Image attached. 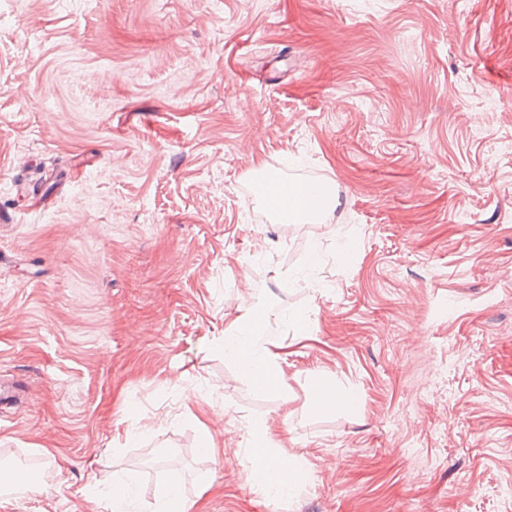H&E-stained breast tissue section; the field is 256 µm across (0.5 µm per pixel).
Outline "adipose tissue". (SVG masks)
Segmentation results:
<instances>
[{
  "label": "adipose tissue",
  "mask_w": 512,
  "mask_h": 512,
  "mask_svg": "<svg viewBox=\"0 0 512 512\" xmlns=\"http://www.w3.org/2000/svg\"><path fill=\"white\" fill-rule=\"evenodd\" d=\"M267 318L266 309L258 305L245 307L236 320L235 333L225 337L224 348L234 359L239 372L253 386L278 392L283 387L281 371L259 345ZM249 447L255 453L251 464L258 483L278 494L294 490L305 473L302 458L277 456L270 445L267 429L260 422L251 426Z\"/></svg>",
  "instance_id": "1"
}]
</instances>
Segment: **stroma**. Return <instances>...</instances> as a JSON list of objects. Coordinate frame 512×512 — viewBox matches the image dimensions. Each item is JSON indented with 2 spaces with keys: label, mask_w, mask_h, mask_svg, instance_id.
<instances>
[{
  "label": "stroma",
  "mask_w": 512,
  "mask_h": 512,
  "mask_svg": "<svg viewBox=\"0 0 512 512\" xmlns=\"http://www.w3.org/2000/svg\"><path fill=\"white\" fill-rule=\"evenodd\" d=\"M2 209L0 512H512V0H0ZM249 304L282 392L224 353ZM256 191L258 195L266 202L276 196H279L282 192H284L285 187L288 185L289 188L293 191L294 195L291 198L288 190L285 193L272 201V204L275 207L280 209L288 208V203L291 199L295 200L300 204H306V210L311 214H321L325 211L326 208V198L325 195L319 191L312 192L309 197L304 194V188L306 186L314 188L315 185L310 181L298 183V184H289L283 182L281 179L277 177H266L260 180L255 181ZM286 212V217L288 218V211ZM307 394L309 400L324 403L333 400L334 391L333 389L325 386L322 382H314L308 386ZM341 402L348 407H353L357 402V397L354 394H350L345 397L336 394L335 399L331 403L324 404L321 408L315 404L312 406L317 411H329ZM267 434L263 423L255 421L252 424L248 450L254 477L269 491H275L276 494H284L286 491L290 493L304 476V459L277 456Z\"/></svg>",
  "instance_id": "stroma-1"
}]
</instances>
